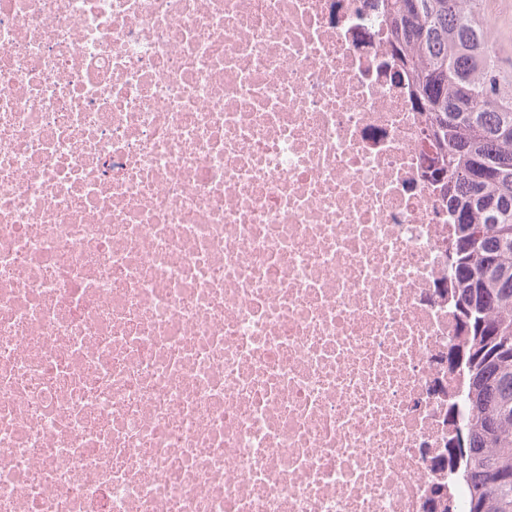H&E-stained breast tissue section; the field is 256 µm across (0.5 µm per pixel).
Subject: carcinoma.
I'll return each mask as SVG.
<instances>
[{"label":"carcinoma","instance_id":"obj_1","mask_svg":"<svg viewBox=\"0 0 512 512\" xmlns=\"http://www.w3.org/2000/svg\"><path fill=\"white\" fill-rule=\"evenodd\" d=\"M380 2L425 113L431 180L454 217L448 371L465 375L454 478L466 486L464 512H512V83L487 51L476 0Z\"/></svg>","mask_w":512,"mask_h":512}]
</instances>
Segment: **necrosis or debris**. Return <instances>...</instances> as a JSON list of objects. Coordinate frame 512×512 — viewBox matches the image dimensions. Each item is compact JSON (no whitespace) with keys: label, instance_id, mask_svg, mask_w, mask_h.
Here are the masks:
<instances>
[{"label":"necrosis or debris","instance_id":"obj_1","mask_svg":"<svg viewBox=\"0 0 512 512\" xmlns=\"http://www.w3.org/2000/svg\"><path fill=\"white\" fill-rule=\"evenodd\" d=\"M392 42L374 0H0V512H463Z\"/></svg>","mask_w":512,"mask_h":512}]
</instances>
